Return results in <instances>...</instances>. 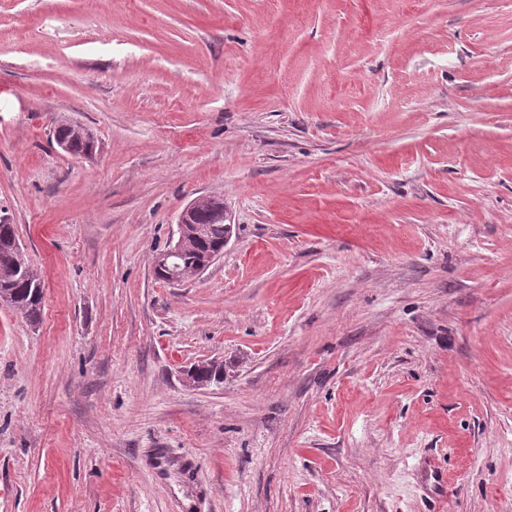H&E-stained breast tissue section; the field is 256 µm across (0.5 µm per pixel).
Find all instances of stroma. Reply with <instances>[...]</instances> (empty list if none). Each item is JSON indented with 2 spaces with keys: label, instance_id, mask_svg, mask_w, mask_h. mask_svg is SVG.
I'll list each match as a JSON object with an SVG mask.
<instances>
[{
  "label": "stroma",
  "instance_id": "35a3bbf8",
  "mask_svg": "<svg viewBox=\"0 0 512 512\" xmlns=\"http://www.w3.org/2000/svg\"><path fill=\"white\" fill-rule=\"evenodd\" d=\"M0 213V512H512V0H0ZM69 122L61 123L52 134L53 139L67 138V153L69 154H88L93 150L95 137L91 136L85 130L78 131L75 127L69 126ZM199 201L200 199L191 204L180 215L177 224L178 239L172 248L166 251L163 254L164 256L159 259L160 263H166L170 270L189 271L196 268L207 260L211 253H223L224 247L231 238V233L224 235L226 225H229L232 230L231 224H224V203L220 200L216 199L215 201L212 199L209 202L203 203L200 207L199 220L195 221V225L198 226V235L190 238L183 247L187 237L194 234L190 228L194 226L192 218L197 212ZM217 212H219V217ZM180 249L181 251L177 255L171 256ZM160 266L162 267L161 272L158 268L155 269L157 278L169 282L171 278L169 270L162 265ZM43 281L25 260L13 224L0 221V302L19 310L31 323L40 320ZM193 381L198 386H209L212 383H221L224 379V368L221 364L210 362L197 365L192 369Z\"/></svg>",
  "mask_w": 512,
  "mask_h": 512
}]
</instances>
